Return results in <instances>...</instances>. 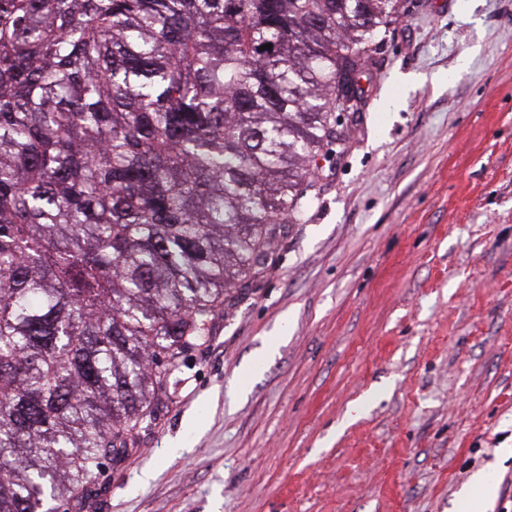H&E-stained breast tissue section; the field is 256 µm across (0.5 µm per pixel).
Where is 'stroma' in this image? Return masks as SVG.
Listing matches in <instances>:
<instances>
[{"instance_id": "1", "label": "stroma", "mask_w": 512, "mask_h": 512, "mask_svg": "<svg viewBox=\"0 0 512 512\" xmlns=\"http://www.w3.org/2000/svg\"><path fill=\"white\" fill-rule=\"evenodd\" d=\"M360 86L81 512H512V0H400ZM495 490V484L488 475L475 473L457 500L456 512H484L483 504L494 496Z\"/></svg>"}]
</instances>
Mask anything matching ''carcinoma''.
<instances>
[{
  "instance_id": "obj_1",
  "label": "carcinoma",
  "mask_w": 512,
  "mask_h": 512,
  "mask_svg": "<svg viewBox=\"0 0 512 512\" xmlns=\"http://www.w3.org/2000/svg\"><path fill=\"white\" fill-rule=\"evenodd\" d=\"M398 8L0 0V512L95 492L301 219Z\"/></svg>"
}]
</instances>
